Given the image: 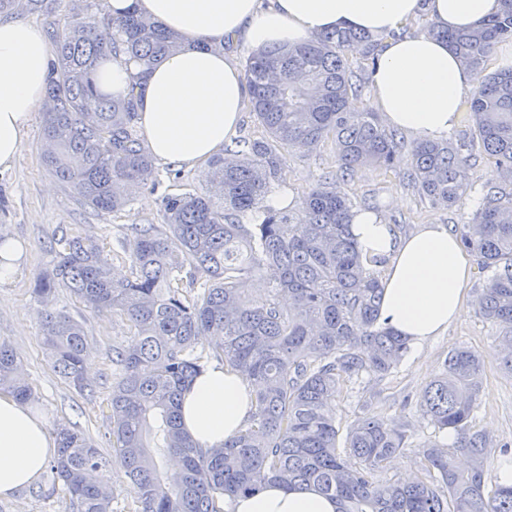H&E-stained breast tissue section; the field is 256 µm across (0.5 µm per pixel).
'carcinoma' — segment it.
Instances as JSON below:
<instances>
[{
    "label": "carcinoma",
    "mask_w": 512,
    "mask_h": 512,
    "mask_svg": "<svg viewBox=\"0 0 512 512\" xmlns=\"http://www.w3.org/2000/svg\"><path fill=\"white\" fill-rule=\"evenodd\" d=\"M55 0H0V15L50 14ZM68 21L51 33L41 156L52 174L84 204L118 213L159 170L137 126L141 94L102 91L97 74L121 54L150 67L181 50L180 35L136 10L114 18L105 0H68ZM477 78L467 118L483 152L512 183V67L486 72L497 42L512 37V0L472 31L433 29ZM362 48L377 60L378 39L339 30L296 45L250 54L243 68L251 112L264 128L258 139H236L208 162L203 192L179 184L161 199V223L141 224L106 253L87 237L65 239L52 269L33 293L46 308L41 343L53 371L80 394L93 396L83 365L93 352L83 323L50 306L65 288L94 313L126 322L136 341L112 350L119 367L109 396V438L122 461L130 512H233L235 500L268 483L308 487L336 500L337 512H512V486L486 492L493 440L468 421L480 390L481 355L458 348L442 374L419 396V407L457 445L423 450L424 476L378 479L407 447L406 429L363 416L339 443L336 394L364 375L390 374L406 341L380 322L381 283L349 232L354 203L341 181L367 165L389 167L403 141L378 113L362 106L364 79L348 53ZM331 141L340 174H326L296 212L261 209L288 150L313 151ZM466 143L436 139L410 152L406 179L432 204L451 207L472 190ZM264 215L258 224L244 220ZM457 233L483 273H489L478 314L498 327L497 356L512 374V193L490 191ZM128 274H114V261ZM257 274L272 288L247 294ZM251 385L256 409L246 428L223 445L202 449L181 427L182 391L205 369L197 350ZM13 347L0 341V391L30 402ZM57 454L48 463V493L63 492L75 512H114L108 477L112 459L76 425L55 428ZM178 460L164 476L157 456Z\"/></svg>",
    "instance_id": "1"
}]
</instances>
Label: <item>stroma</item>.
Segmentation results:
<instances>
[{
    "instance_id": "1",
    "label": "stroma",
    "mask_w": 512,
    "mask_h": 512,
    "mask_svg": "<svg viewBox=\"0 0 512 512\" xmlns=\"http://www.w3.org/2000/svg\"><path fill=\"white\" fill-rule=\"evenodd\" d=\"M43 112L35 110L23 131V149L15 164L0 169V229L24 243L26 252L21 268L10 280L0 282V341L9 342L23 365V377L37 395L35 408L48 427L69 422L77 425L110 454L105 436L108 427L107 399L111 392L115 367L113 347H127L132 335L127 325L111 314L93 313L71 298L67 290H58L54 308L81 320L90 341L96 347L87 360L89 377L96 386V398L89 401L64 383L52 370L40 343L44 304L32 288L37 275L50 267L63 234L81 233L93 237L105 251L116 252L133 225L161 221L160 193L144 187L125 211L101 214L84 206L77 192L59 182L48 171L40 156ZM469 197L451 208L433 205L408 186L407 163L383 169L365 166L343 184L344 192L357 208L372 207L386 219L396 220L400 234L412 233L421 224H444L448 228L467 223L475 209V200L488 189L499 186L500 178L492 160L481 147L472 149ZM338 169L331 145L309 153L289 151L281 179L275 188L287 189L293 206L317 185L321 176ZM485 284V276L473 272L468 284V308L465 315L449 325L418 351H408L391 374L382 378H364L344 386L336 398V414L341 425L369 415L403 424L409 435L408 446L383 472V479L406 478L418 473L421 450L429 443L454 446L456 437L437 432L422 415L417 400L421 391L443 371L450 350L468 347L483 356L482 388L470 416L472 430L492 437L496 446L491 453L493 465L503 457L500 445H512V374L504 371L495 354L498 329L478 315L475 303Z\"/></svg>"
}]
</instances>
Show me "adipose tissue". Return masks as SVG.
Returning a JSON list of instances; mask_svg holds the SVG:
<instances>
[{
	"instance_id": "ef3b65f1",
	"label": "adipose tissue",
	"mask_w": 512,
	"mask_h": 512,
	"mask_svg": "<svg viewBox=\"0 0 512 512\" xmlns=\"http://www.w3.org/2000/svg\"><path fill=\"white\" fill-rule=\"evenodd\" d=\"M113 16L137 8L182 34L186 48L148 73L135 61L107 64L104 86L125 92L141 75L140 124L160 161L195 167L235 137L249 91L241 69L218 43L232 36L253 50L294 45L339 29L383 37L369 73L372 100L385 122L422 141L448 135L459 123L470 74L448 45L429 33L399 31L427 11L437 27H479L500 0H107ZM51 45L23 20H0V167H11L22 134L44 101ZM350 232L364 260L384 262L381 320L414 348L447 331L464 313L470 265L457 237L442 224L399 235L383 215H355ZM255 409V397L231 366H208L181 396L183 429L202 449L235 437ZM57 453V443L31 404L0 394V497L32 483ZM236 512H336V502L312 489L265 485L237 499Z\"/></svg>"
}]
</instances>
